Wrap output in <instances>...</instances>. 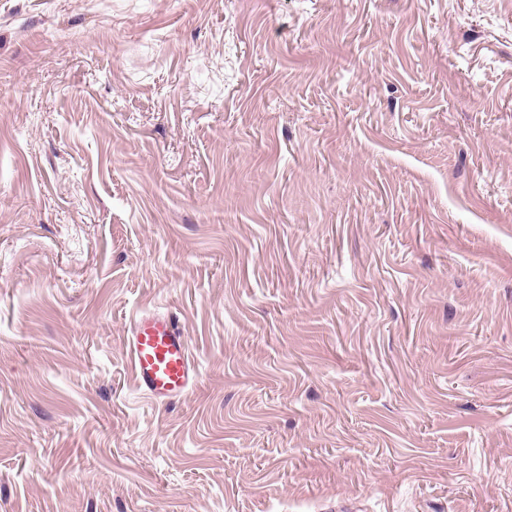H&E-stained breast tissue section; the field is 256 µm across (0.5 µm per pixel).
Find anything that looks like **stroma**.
I'll use <instances>...</instances> for the list:
<instances>
[{
	"instance_id": "stroma-1",
	"label": "stroma",
	"mask_w": 512,
	"mask_h": 512,
	"mask_svg": "<svg viewBox=\"0 0 512 512\" xmlns=\"http://www.w3.org/2000/svg\"><path fill=\"white\" fill-rule=\"evenodd\" d=\"M0 512H512V0H0ZM126 348L139 389L155 402L181 398L194 387L196 368L175 314H137L126 336Z\"/></svg>"
}]
</instances>
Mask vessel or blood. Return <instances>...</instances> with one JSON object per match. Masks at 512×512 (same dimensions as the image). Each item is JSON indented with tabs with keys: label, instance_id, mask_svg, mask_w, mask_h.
<instances>
[{
	"label": "vessel or blood",
	"instance_id": "b4317fda",
	"mask_svg": "<svg viewBox=\"0 0 512 512\" xmlns=\"http://www.w3.org/2000/svg\"><path fill=\"white\" fill-rule=\"evenodd\" d=\"M126 348L135 380L150 399L171 401L194 387L196 368L175 314H137L128 330Z\"/></svg>",
	"mask_w": 512,
	"mask_h": 512
}]
</instances>
